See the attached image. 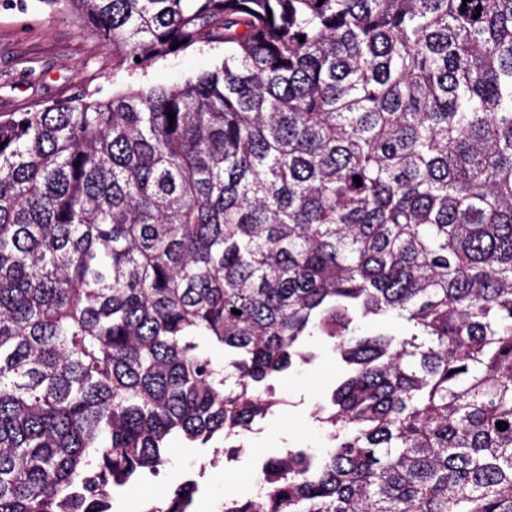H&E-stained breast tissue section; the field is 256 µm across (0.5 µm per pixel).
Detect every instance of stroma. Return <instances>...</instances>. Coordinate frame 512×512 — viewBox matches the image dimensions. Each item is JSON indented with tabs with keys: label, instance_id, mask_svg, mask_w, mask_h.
<instances>
[{
	"label": "stroma",
	"instance_id": "35a3bbf8",
	"mask_svg": "<svg viewBox=\"0 0 512 512\" xmlns=\"http://www.w3.org/2000/svg\"><path fill=\"white\" fill-rule=\"evenodd\" d=\"M223 55L220 47L188 50L130 76L114 71L111 48L84 31L72 14L51 11L42 0H0V113L81 91L106 98L135 82L171 85L210 68ZM335 379L336 367L328 358L316 368L280 375L273 386L277 395L290 399V407L260 421L234 461H217L212 449L175 442L168 466L122 498L119 512H145L155 497L188 477L199 483L196 512H216L217 503L230 494L251 496L261 464L282 448H324L326 437L309 421L305 407L323 398Z\"/></svg>",
	"mask_w": 512,
	"mask_h": 512
}]
</instances>
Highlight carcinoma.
<instances>
[{
    "mask_svg": "<svg viewBox=\"0 0 512 512\" xmlns=\"http://www.w3.org/2000/svg\"><path fill=\"white\" fill-rule=\"evenodd\" d=\"M42 3L224 57L0 114V512H115L326 355L327 447L221 512H512V0Z\"/></svg>",
    "mask_w": 512,
    "mask_h": 512,
    "instance_id": "obj_1",
    "label": "carcinoma"
}]
</instances>
